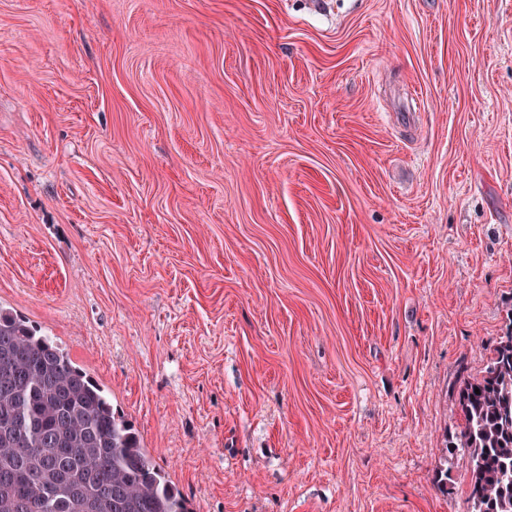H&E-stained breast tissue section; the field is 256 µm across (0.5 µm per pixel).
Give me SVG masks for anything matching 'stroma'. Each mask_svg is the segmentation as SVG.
Listing matches in <instances>:
<instances>
[{
  "instance_id": "1",
  "label": "stroma",
  "mask_w": 512,
  "mask_h": 512,
  "mask_svg": "<svg viewBox=\"0 0 512 512\" xmlns=\"http://www.w3.org/2000/svg\"><path fill=\"white\" fill-rule=\"evenodd\" d=\"M0 305L193 512H469L512 0H0Z\"/></svg>"
}]
</instances>
